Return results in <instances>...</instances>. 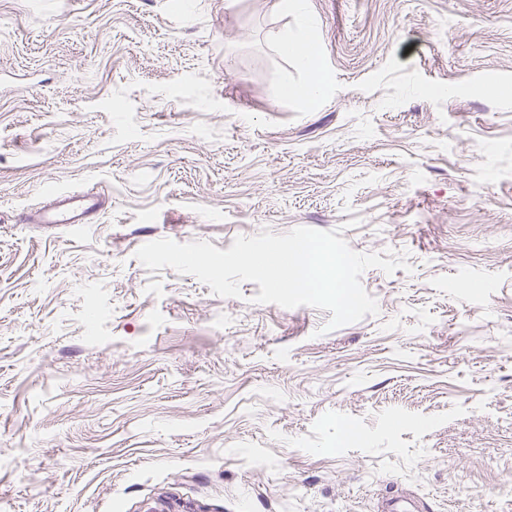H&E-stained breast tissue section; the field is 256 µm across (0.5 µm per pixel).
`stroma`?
<instances>
[{"label": "stroma", "instance_id": "obj_1", "mask_svg": "<svg viewBox=\"0 0 512 512\" xmlns=\"http://www.w3.org/2000/svg\"><path fill=\"white\" fill-rule=\"evenodd\" d=\"M0 0V512H512V0ZM103 189L81 230L17 218ZM406 255L375 315L152 241ZM304 24L305 34L294 39H287L282 44V49L304 70H310L316 63L315 48L318 37L314 24L310 20H305Z\"/></svg>", "mask_w": 512, "mask_h": 512}]
</instances>
